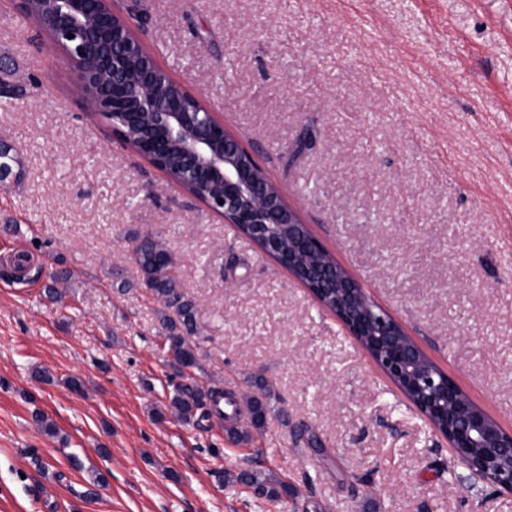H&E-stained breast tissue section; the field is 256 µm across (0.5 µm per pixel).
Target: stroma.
<instances>
[{
	"label": "stroma",
	"instance_id": "35a3bbf8",
	"mask_svg": "<svg viewBox=\"0 0 512 512\" xmlns=\"http://www.w3.org/2000/svg\"><path fill=\"white\" fill-rule=\"evenodd\" d=\"M138 9L158 64L512 432V0ZM4 73L24 94L0 104V512H512L287 271L113 137L14 0H0ZM139 233L168 244L200 309L198 365L181 375L137 285ZM257 375L272 396L251 444L168 409L175 383L239 396ZM254 469L292 496L225 479Z\"/></svg>",
	"mask_w": 512,
	"mask_h": 512
}]
</instances>
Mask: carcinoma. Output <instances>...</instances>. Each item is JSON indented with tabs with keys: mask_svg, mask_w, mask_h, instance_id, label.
<instances>
[{
	"mask_svg": "<svg viewBox=\"0 0 512 512\" xmlns=\"http://www.w3.org/2000/svg\"><path fill=\"white\" fill-rule=\"evenodd\" d=\"M140 247L135 263L140 271L141 285L163 305L162 326L168 361L177 371L198 364L195 338L201 332L200 313L196 303L185 297L173 273L175 255L163 240L152 234L138 236ZM270 390L264 381L256 384V392L246 396L250 407L251 428H260L265 420ZM224 392L199 384H176L169 395V409L185 422L196 418L199 411L224 416ZM240 479L263 497L288 496V484L269 481L258 471L245 472Z\"/></svg>",
	"mask_w": 512,
	"mask_h": 512,
	"instance_id": "1",
	"label": "carcinoma"
}]
</instances>
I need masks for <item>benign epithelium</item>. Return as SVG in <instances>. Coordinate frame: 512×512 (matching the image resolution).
Listing matches in <instances>:
<instances>
[{
	"mask_svg": "<svg viewBox=\"0 0 512 512\" xmlns=\"http://www.w3.org/2000/svg\"><path fill=\"white\" fill-rule=\"evenodd\" d=\"M51 43L74 68L78 88L92 111L110 119L112 135L126 142L138 129L153 167L173 155L183 190L196 182L220 184L224 192L203 201L226 224H243L249 240L273 258L344 326L371 359L409 400L432 429L448 441L454 457L473 451L464 466L499 490L512 494V432L501 429L473 402L461 404V388L448 375L425 367L424 353L405 339L401 324L365 295L351 274L330 261L311 263L306 255L324 248L302 228L299 213L266 176L254 151L224 130L203 104L173 106L158 93L167 75L145 49L131 20L135 8L114 7V0H46ZM73 37H67V34ZM288 225V246L274 226Z\"/></svg>",
	"mask_w": 512,
	"mask_h": 512,
	"instance_id": "benign-epithelium-1",
	"label": "benign epithelium"
}]
</instances>
